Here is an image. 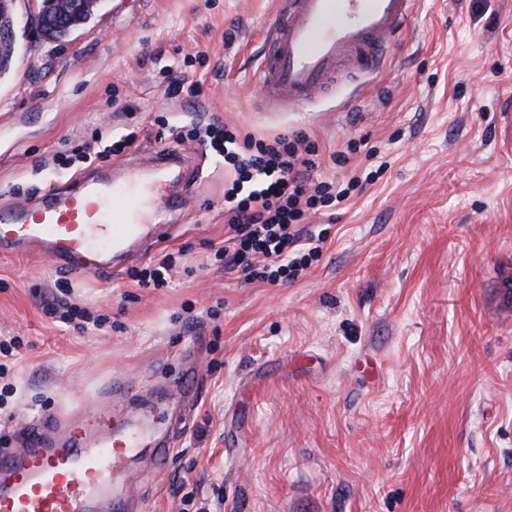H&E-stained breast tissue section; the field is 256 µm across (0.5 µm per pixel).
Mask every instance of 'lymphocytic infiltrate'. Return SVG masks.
Instances as JSON below:
<instances>
[{
    "label": "lymphocytic infiltrate",
    "mask_w": 512,
    "mask_h": 512,
    "mask_svg": "<svg viewBox=\"0 0 512 512\" xmlns=\"http://www.w3.org/2000/svg\"><path fill=\"white\" fill-rule=\"evenodd\" d=\"M203 142L228 163L230 182L224 189V221L230 235L214 256L225 269L258 268L271 284L297 279L319 257L320 249L304 245L308 213L332 201H344L359 184L313 182L315 148L305 136L280 134L259 138L212 120Z\"/></svg>",
    "instance_id": "1"
}]
</instances>
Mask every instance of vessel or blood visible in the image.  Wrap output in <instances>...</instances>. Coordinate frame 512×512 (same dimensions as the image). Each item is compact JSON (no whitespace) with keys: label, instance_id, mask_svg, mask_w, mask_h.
<instances>
[{"label":"vessel or blood","instance_id":"1","mask_svg":"<svg viewBox=\"0 0 512 512\" xmlns=\"http://www.w3.org/2000/svg\"><path fill=\"white\" fill-rule=\"evenodd\" d=\"M412 0H281L259 68L261 96L275 111L311 103L327 90L336 65L355 73L384 62L407 28ZM121 178L50 188L39 203L0 207V253L42 251L77 277L124 269L168 237L179 206L167 191L169 171L127 162ZM134 385L111 403L51 415L28 428L18 448L0 450V512H125L115 477L126 460L150 449L170 455L169 433Z\"/></svg>","mask_w":512,"mask_h":512}]
</instances>
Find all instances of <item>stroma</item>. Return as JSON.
<instances>
[{"mask_svg": "<svg viewBox=\"0 0 512 512\" xmlns=\"http://www.w3.org/2000/svg\"><path fill=\"white\" fill-rule=\"evenodd\" d=\"M278 0H104L62 42L16 4L18 54L0 77V205L161 149L188 160L169 287L78 278L0 256V336L23 345L0 433L100 404L114 379L150 389L197 358V409L170 462L128 461L133 512H512V0H413L379 71H340L314 103L274 112L257 69ZM204 83L164 95L169 59ZM258 137L301 133L316 175L363 187L309 217L325 234L298 281L271 285L212 255L228 235L224 160L160 123L200 113ZM138 137L126 152L113 138ZM359 152H350L352 144ZM348 156L347 165L334 156ZM110 319L65 328L43 312L57 279Z\"/></svg>", "mask_w": 512, "mask_h": 512, "instance_id": "35a3bbf8", "label": "stroma"}]
</instances>
